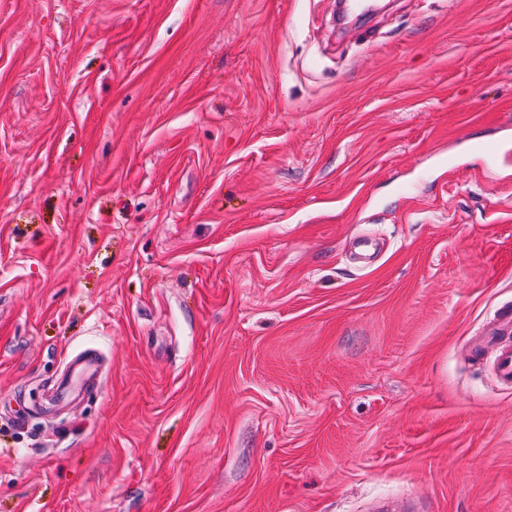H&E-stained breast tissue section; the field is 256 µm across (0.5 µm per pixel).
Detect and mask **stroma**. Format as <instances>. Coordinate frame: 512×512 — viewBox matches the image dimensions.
I'll return each mask as SVG.
<instances>
[{"label": "stroma", "instance_id": "obj_1", "mask_svg": "<svg viewBox=\"0 0 512 512\" xmlns=\"http://www.w3.org/2000/svg\"><path fill=\"white\" fill-rule=\"evenodd\" d=\"M491 142L512 0H0V512H512ZM74 378L81 380L79 389H75L73 385ZM102 381L99 354L93 350H84L68 359L64 372L50 386L49 397L74 402L84 397L90 387L100 385Z\"/></svg>", "mask_w": 512, "mask_h": 512}]
</instances>
